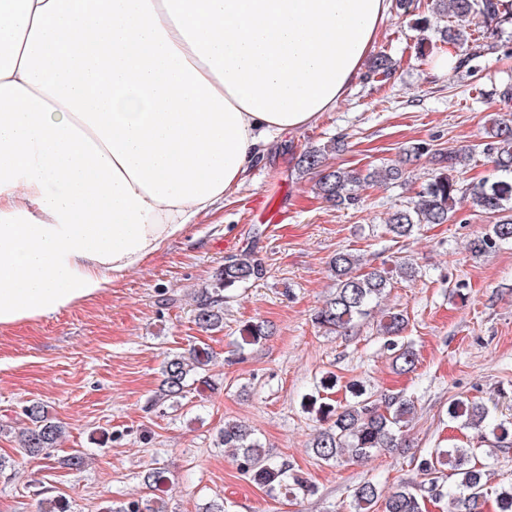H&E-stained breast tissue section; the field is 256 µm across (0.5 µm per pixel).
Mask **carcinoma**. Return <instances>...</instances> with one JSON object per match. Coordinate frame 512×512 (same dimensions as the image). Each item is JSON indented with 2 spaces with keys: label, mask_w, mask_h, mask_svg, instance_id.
<instances>
[{
  "label": "carcinoma",
  "mask_w": 512,
  "mask_h": 512,
  "mask_svg": "<svg viewBox=\"0 0 512 512\" xmlns=\"http://www.w3.org/2000/svg\"><path fill=\"white\" fill-rule=\"evenodd\" d=\"M426 9L437 19H447L442 40L455 45L465 53L460 55L457 68H464L480 57L482 45L476 34L483 29H498L512 21V0H427ZM395 64L384 54L371 63V72L384 78L392 75ZM483 153L493 163L495 174L469 191L460 185V175L470 161L466 148L436 150L432 153L433 169L427 183L417 193L412 205L392 212L387 218V233L394 239L413 235L424 224H446L455 215L457 204L467 201L476 212L492 220L487 230L469 243V251L480 257L505 243H512V119L492 115L486 128ZM339 143L311 148L300 154L297 165L316 173L319 195L328 203L344 208L355 204L353 187L361 183L386 184L405 175L404 166L428 152L421 143L403 150L398 163L375 168L365 173L325 166L326 155L336 150ZM336 290L318 308L313 322L318 328L342 335L352 326L370 318L378 300L394 281H414L418 270L408 259L396 261L390 267H367L360 256L337 252L329 262ZM264 267L251 252L246 251L224 260L210 288H203L196 297L195 324L205 332L224 329V292L263 278ZM409 318L402 311L389 312L378 322L380 335L394 351L396 368L404 373L413 371L418 363L416 351L399 344ZM269 336L263 321H256L243 329V344L256 345ZM212 361L210 348L195 345L182 352L168 354L162 364L159 395L154 405L178 402L188 388L197 382L216 389V384L202 377ZM349 399L345 403L322 402L319 411L327 426L314 435L311 448L325 463L342 459L360 461L386 448L401 446L402 435L412 419L415 405L399 396L376 398L365 386L352 382L347 386ZM28 425L15 435L17 452L22 456H38L55 448L63 434V426L55 422L46 406L33 400L23 409ZM448 418L461 430L477 433L480 442L493 448L512 447V420H497L482 403L467 398H456L448 406ZM216 445L235 450L239 469L269 494L283 492L289 495H307L311 486L293 472L286 462L271 460L261 442L244 421H227L217 431ZM475 449L454 445L435 448L418 459V470L423 476L419 485H400L387 494L370 481L353 489L354 512H375L384 502L383 512H425V500L448 496V512H484L487 504L486 474L475 462ZM453 480L449 486L445 479ZM169 480L160 467L145 470L143 483L150 491H158ZM494 512H512V483L495 491ZM110 512H168L165 500L156 495L115 506Z\"/></svg>",
  "instance_id": "cac0c4a2"
}]
</instances>
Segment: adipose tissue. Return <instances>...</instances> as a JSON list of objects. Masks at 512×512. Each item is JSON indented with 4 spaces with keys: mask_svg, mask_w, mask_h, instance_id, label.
<instances>
[{
    "mask_svg": "<svg viewBox=\"0 0 512 512\" xmlns=\"http://www.w3.org/2000/svg\"><path fill=\"white\" fill-rule=\"evenodd\" d=\"M393 0H0V330L141 268L361 75Z\"/></svg>",
    "mask_w": 512,
    "mask_h": 512,
    "instance_id": "adipose-tissue-1",
    "label": "adipose tissue"
}]
</instances>
